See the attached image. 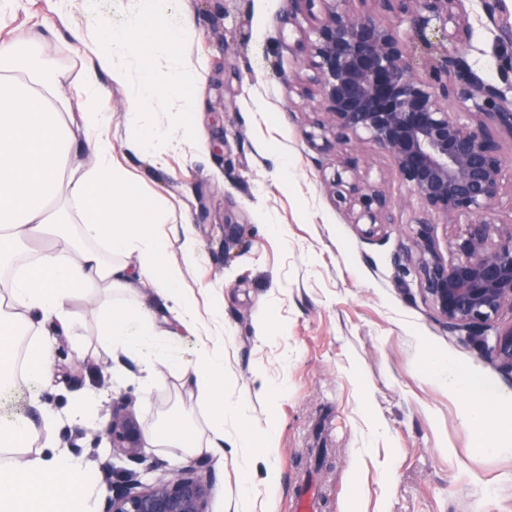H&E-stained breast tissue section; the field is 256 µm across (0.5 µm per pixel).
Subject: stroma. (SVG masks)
Returning <instances> with one entry per match:
<instances>
[{
	"mask_svg": "<svg viewBox=\"0 0 512 512\" xmlns=\"http://www.w3.org/2000/svg\"><path fill=\"white\" fill-rule=\"evenodd\" d=\"M80 20L102 30L129 14L152 12L153 0H80ZM283 0H186L181 50L197 77L188 112H152L164 128L193 127L200 145L168 151L164 164L127 147L129 89L108 85L112 152L136 175L128 192L145 208L188 215L200 244L184 259L185 288L209 315L224 296V398L243 405L242 429L277 427L273 451L241 470L239 449L209 447L211 430L197 395L175 376L147 390L130 359H116L99 334L101 302L70 303L73 335L58 336L52 380L0 395V417L22 413L32 397L57 419L37 428L35 443L83 459L95 486L92 512H102L112 477L133 470L149 485L168 479L188 458L206 460L213 493L209 512H295L297 487H309L314 512H512V449L488 437L479 450L458 396L430 372L446 364L489 388L512 393V375L464 337L448 334L425 302L414 273L394 258L408 243L421 205L389 159L374 155L363 171L396 201L395 221L363 236L344 204L323 184L335 161L303 136L309 106L289 91L286 74L303 71L294 45L321 18L318 0L304 9L301 30L281 23ZM472 69L499 83L498 27L481 0H463ZM237 233L224 235L225 222ZM93 394L95 425L70 422L72 398ZM130 404L142 428L187 413L192 450L144 446L131 464L100 439L116 403Z\"/></svg>",
	"mask_w": 512,
	"mask_h": 512,
	"instance_id": "35a3bbf8",
	"label": "stroma"
}]
</instances>
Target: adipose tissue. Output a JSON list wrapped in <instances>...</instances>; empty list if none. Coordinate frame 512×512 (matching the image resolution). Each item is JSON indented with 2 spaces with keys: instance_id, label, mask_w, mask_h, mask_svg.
<instances>
[{
  "instance_id": "adipose-tissue-1",
  "label": "adipose tissue",
  "mask_w": 512,
  "mask_h": 512,
  "mask_svg": "<svg viewBox=\"0 0 512 512\" xmlns=\"http://www.w3.org/2000/svg\"><path fill=\"white\" fill-rule=\"evenodd\" d=\"M22 4L0 5V268L10 271L0 286V390L18 373L37 384L50 376L53 340L46 331L27 336L30 315L71 332V300L102 294L109 299L103 340L137 362L147 388L181 372L206 403L211 447H223L225 418L247 417L224 400V300L214 297L211 320L203 322L181 266L163 262L171 241L151 227L168 216L142 218L127 193L128 173L112 155V113L101 83L106 74L129 87V145L162 162L164 147L185 136L144 118L162 105L191 107L183 89L196 70L179 51L181 30L159 29L147 13L132 14L107 33L76 30L69 48L83 64L72 72L50 55L52 21L14 28ZM79 138L93 160L71 167L68 154ZM35 241L40 249H32ZM143 280L164 298L163 311L130 301ZM189 338L194 361L185 369L174 347ZM433 377L463 398L476 442L491 430L512 441V420L491 423L486 416L488 408L511 404L512 394L444 366ZM34 427L22 417L0 419V512H87L93 485L83 462L33 451Z\"/></svg>"
}]
</instances>
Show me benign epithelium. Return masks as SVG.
<instances>
[{
    "label": "benign epithelium",
    "instance_id": "benign-epithelium-1",
    "mask_svg": "<svg viewBox=\"0 0 512 512\" xmlns=\"http://www.w3.org/2000/svg\"><path fill=\"white\" fill-rule=\"evenodd\" d=\"M284 0L285 25L301 27L303 4ZM322 18L311 34L297 41L304 65L288 85L316 102L310 130L317 148L332 150L337 168L323 176L333 197L345 204L362 234L374 236L393 223L386 190L360 171V159L345 152L352 142L367 144L390 158L400 181L421 203L410 243L396 262L412 267L419 289L448 333L466 336L512 371V325L489 342L499 318L512 315V224L492 240L490 215L512 184L505 183V157L499 136L512 138V56L503 65L501 83L485 82L460 52L469 25L460 0H318ZM392 14L397 24L384 22ZM431 51L427 69L416 73L399 26ZM468 113L462 122L448 101ZM467 222L450 242L452 257L441 252L434 224ZM104 434L112 449L142 460V428L126 406L112 408ZM206 464L191 459L171 478L142 486L120 481L103 512H207L212 484Z\"/></svg>",
    "mask_w": 512,
    "mask_h": 512
}]
</instances>
